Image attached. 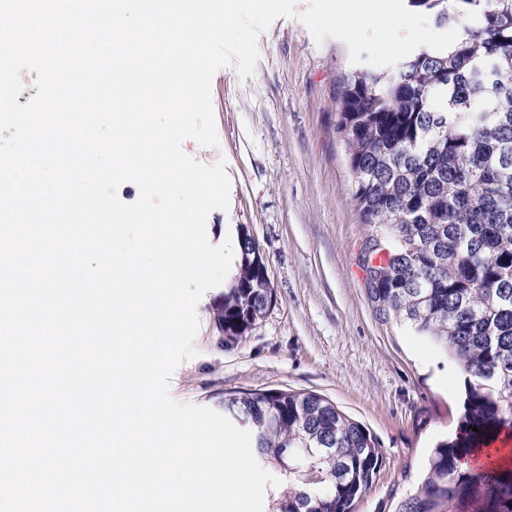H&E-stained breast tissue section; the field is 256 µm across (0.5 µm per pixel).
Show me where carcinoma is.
I'll list each match as a JSON object with an SVG mask.
<instances>
[{"instance_id":"obj_1","label":"carcinoma","mask_w":512,"mask_h":512,"mask_svg":"<svg viewBox=\"0 0 512 512\" xmlns=\"http://www.w3.org/2000/svg\"><path fill=\"white\" fill-rule=\"evenodd\" d=\"M439 27L467 15V36L414 50L394 70H359L339 94L336 134L354 177L377 311L450 354L465 373L462 435L436 443L418 494L399 512H441L477 498L512 512V470L463 460L512 428V0H404ZM392 240L385 257L379 237ZM224 290V342H239L274 300L256 241ZM259 462L286 479L269 512H352L382 452L323 397L266 390L224 399Z\"/></svg>"}]
</instances>
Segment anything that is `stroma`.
Masks as SVG:
<instances>
[{"label":"stroma","mask_w":512,"mask_h":512,"mask_svg":"<svg viewBox=\"0 0 512 512\" xmlns=\"http://www.w3.org/2000/svg\"><path fill=\"white\" fill-rule=\"evenodd\" d=\"M257 47L251 76L231 64L212 79L217 144L187 138L181 148L207 165L224 162L229 207L209 214L207 237L217 245L247 229L274 301L246 338L228 345L217 322L224 289L208 290L196 306V355L177 366L169 393L218 412L225 398L258 390L323 397L382 451L353 512H398L418 492L436 441L460 432L463 375L368 297L369 229L336 136L340 88L356 69L346 44L316 43L298 18L280 17Z\"/></svg>","instance_id":"1"}]
</instances>
